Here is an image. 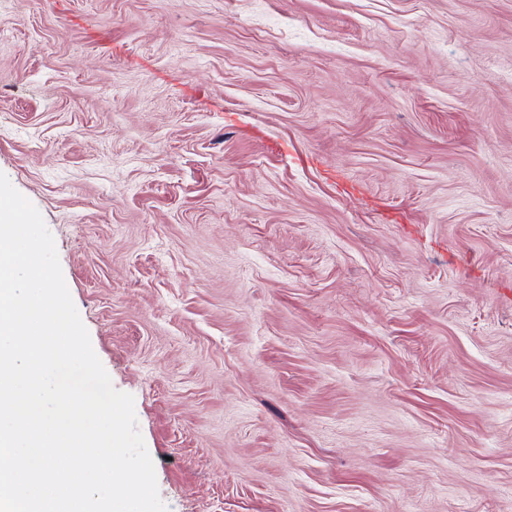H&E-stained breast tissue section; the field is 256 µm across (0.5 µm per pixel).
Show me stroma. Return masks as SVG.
Segmentation results:
<instances>
[{
  "instance_id": "35a3bbf8",
  "label": "stroma",
  "mask_w": 512,
  "mask_h": 512,
  "mask_svg": "<svg viewBox=\"0 0 512 512\" xmlns=\"http://www.w3.org/2000/svg\"><path fill=\"white\" fill-rule=\"evenodd\" d=\"M0 173L168 512H512V0H0Z\"/></svg>"
}]
</instances>
